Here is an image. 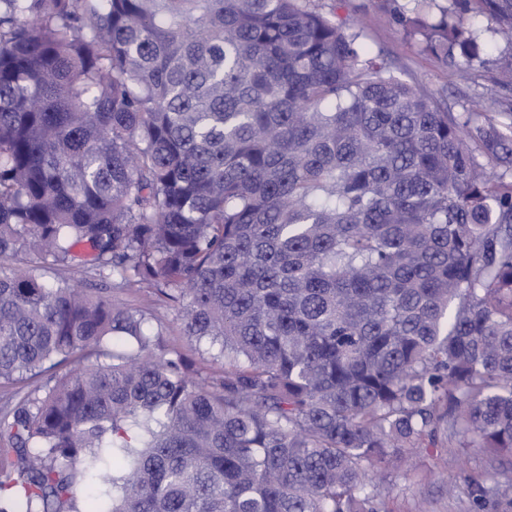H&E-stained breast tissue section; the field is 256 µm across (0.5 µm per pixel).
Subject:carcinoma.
<instances>
[{
    "label": "carcinoma",
    "mask_w": 512,
    "mask_h": 512,
    "mask_svg": "<svg viewBox=\"0 0 512 512\" xmlns=\"http://www.w3.org/2000/svg\"><path fill=\"white\" fill-rule=\"evenodd\" d=\"M374 4L482 61L436 0ZM494 66L498 112H450L315 0H0V512H390L374 477L423 451L512 456ZM165 327L163 337L168 348H177L188 358L192 359L197 366L209 368L208 355L199 351L194 345H190L183 336H180L179 325L175 319V313L170 308L158 306L154 312Z\"/></svg>",
    "instance_id": "carcinoma-1"
}]
</instances>
